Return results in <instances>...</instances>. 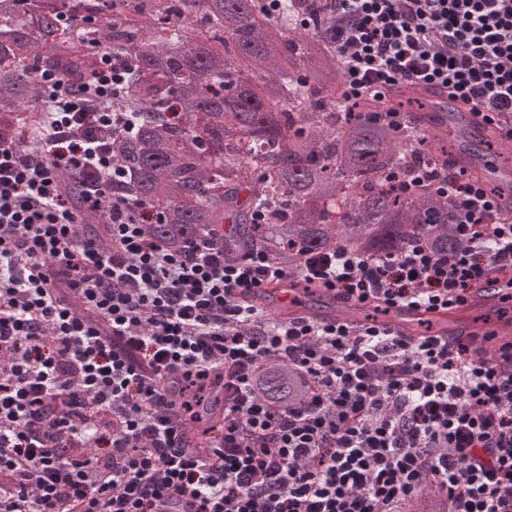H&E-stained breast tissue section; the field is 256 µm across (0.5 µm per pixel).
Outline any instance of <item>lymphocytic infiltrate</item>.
<instances>
[{"label":"lymphocytic infiltrate","mask_w":512,"mask_h":512,"mask_svg":"<svg viewBox=\"0 0 512 512\" xmlns=\"http://www.w3.org/2000/svg\"><path fill=\"white\" fill-rule=\"evenodd\" d=\"M326 2L348 97L440 89L512 138V0ZM127 73L119 51L77 91L43 71L41 153L0 142V512H512V353L382 322L274 323L244 301L289 277L263 252L230 264L214 232L178 249L152 238L155 212L109 197L125 169L103 136L135 116L90 107ZM65 171L83 175L106 242L79 234ZM393 179L451 196L461 247H339L306 256L302 280L388 308L512 289L497 194L461 175ZM272 360L301 376L295 403L260 395ZM217 382L224 420L188 447Z\"/></svg>","instance_id":"obj_1"}]
</instances>
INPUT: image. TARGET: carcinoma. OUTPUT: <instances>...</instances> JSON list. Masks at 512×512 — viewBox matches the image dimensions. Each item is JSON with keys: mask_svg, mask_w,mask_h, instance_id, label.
Returning a JSON list of instances; mask_svg holds the SVG:
<instances>
[{"mask_svg": "<svg viewBox=\"0 0 512 512\" xmlns=\"http://www.w3.org/2000/svg\"><path fill=\"white\" fill-rule=\"evenodd\" d=\"M308 8V0H285L273 16L259 0H0V142L40 151L39 131L22 136L14 123L24 110L49 111L41 71L86 82L103 53L119 50L130 73L117 104L138 126L112 143L127 171L112 195L160 213L148 232L171 248L213 228L224 260L261 250L293 273L305 254L340 246L384 255L423 239L456 249L452 199L390 181L421 165L483 181L500 198L495 220L512 219V177L489 175L482 161L488 153L512 158L495 129L473 146L449 136L448 121L468 131L471 118L437 89L400 85L383 101H347L327 34L336 18L324 14L320 31L304 30L295 17ZM399 107L402 131L371 119ZM244 142L254 151L242 154ZM61 181L82 233L104 238L102 213L81 209V179L66 172ZM260 208L266 224L253 222ZM317 288L294 278L276 286L292 298L271 319H288L292 307L316 317L338 312ZM345 314L387 312L357 304ZM300 386L288 365L272 362L261 395L286 405ZM196 411L188 429L201 448L221 421L218 390Z\"/></svg>", "mask_w": 512, "mask_h": 512, "instance_id": "obj_1", "label": "carcinoma"}]
</instances>
